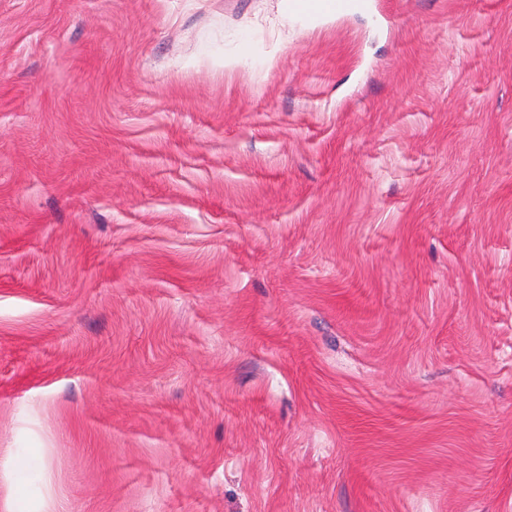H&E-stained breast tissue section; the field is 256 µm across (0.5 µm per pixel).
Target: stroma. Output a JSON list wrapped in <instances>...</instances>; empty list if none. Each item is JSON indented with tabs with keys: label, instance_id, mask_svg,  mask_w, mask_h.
<instances>
[{
	"label": "stroma",
	"instance_id": "35a3bbf8",
	"mask_svg": "<svg viewBox=\"0 0 512 512\" xmlns=\"http://www.w3.org/2000/svg\"><path fill=\"white\" fill-rule=\"evenodd\" d=\"M0 512H512V0H0Z\"/></svg>",
	"mask_w": 512,
	"mask_h": 512
}]
</instances>
